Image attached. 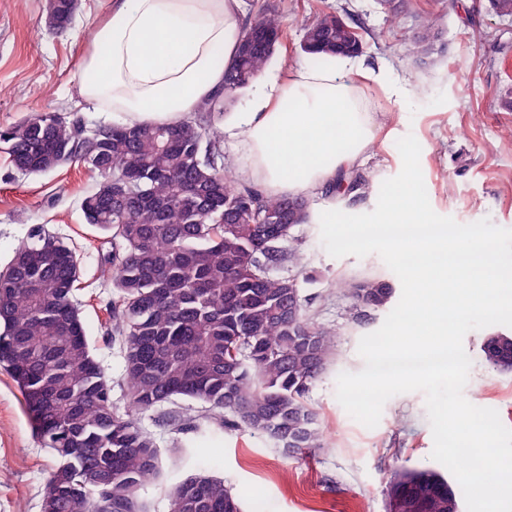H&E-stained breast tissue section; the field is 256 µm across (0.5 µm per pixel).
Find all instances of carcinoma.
<instances>
[{"label":"carcinoma","mask_w":512,"mask_h":512,"mask_svg":"<svg viewBox=\"0 0 512 512\" xmlns=\"http://www.w3.org/2000/svg\"><path fill=\"white\" fill-rule=\"evenodd\" d=\"M395 23L408 0H377ZM78 0H48L56 30L67 28ZM255 20L271 43L249 41L241 27L238 53L224 91L203 103L196 121L103 126L87 135L74 120L36 112L0 134L14 167L46 173L74 162L100 177L81 203L86 223L107 236L101 257L112 281L110 325L125 349L132 408L157 410L182 430L193 417L174 408L186 399L208 417L238 430L266 434L298 453L321 446L322 430L306 399L329 364L338 331L313 321L298 277L304 267L296 227L309 223L313 200L269 197L216 165L222 132L212 123L224 102L250 86L288 39L280 9L264 5ZM301 49L358 55L363 38L346 9L322 10L303 27ZM440 19L424 18L400 46L406 60L441 61ZM250 47H245L246 42ZM370 181L340 172L332 192L365 197ZM75 253L37 226L0 274V365L16 382L29 421L58 460L42 512H142L139 490L158 469V451L132 416L112 411L111 387L91 353L74 300ZM355 324L391 302L383 276L339 283ZM486 365L512 372V335L493 332L482 344ZM387 512H459V493L432 469H393ZM169 512H239L224 481L199 473L169 494Z\"/></svg>","instance_id":"obj_1"}]
</instances>
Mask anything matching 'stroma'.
I'll use <instances>...</instances> for the list:
<instances>
[{
  "label": "stroma",
  "mask_w": 512,
  "mask_h": 512,
  "mask_svg": "<svg viewBox=\"0 0 512 512\" xmlns=\"http://www.w3.org/2000/svg\"><path fill=\"white\" fill-rule=\"evenodd\" d=\"M284 8L288 42L276 52L269 69L307 64L301 50L302 27L314 12L349 6L362 22L364 55L390 67L393 77L413 89L400 103L381 84L358 80L367 111L375 118L402 113L386 125L356 167L371 181L360 203L337 202L348 214L371 212L384 180L399 174L402 158L396 142L413 135L421 146L420 167L433 210L470 224L489 219L512 229V112L500 99L512 87V19L498 17L489 0H410L396 23H388L375 0H242L244 18H253L264 4ZM106 0H78L68 28L49 30L47 0H0V131L34 112H57L81 120L86 129L112 124L111 113L94 111L79 93L83 59L89 51L86 34L103 18ZM444 28L442 63L431 68L401 59L399 44L427 15ZM388 41H376L382 29ZM0 140V271L33 226L63 238L74 251L80 279L76 301L89 346L112 386V408L130 409L125 384L124 350L107 333L113 288L102 278L99 259L110 245L86 224L81 202L98 182L96 174L64 163L44 174L15 168ZM305 268L299 276L308 312L316 323L338 329L331 365L308 394L318 413L324 441L302 454L287 453L264 434L228 430L200 419L198 429L174 432L159 425L155 412L141 414V426L159 450L157 477L140 492L145 512H167L169 491L198 471L223 480L240 504V512H386L384 489L392 466L437 468L431 457L433 436L425 395L414 391L391 397L376 427L353 419L336 398L340 373H356L364 361L357 347L362 336L378 330L387 313L378 311L356 325L346 313L348 302L337 294L338 279L355 273L390 276L375 253L358 258L330 256L320 227H298ZM486 329L466 334L463 345L472 361L465 398L475 406L495 409L512 428V373L492 371L481 345ZM54 459L42 448L30 426L22 396L10 375L0 368V512H41L44 487Z\"/></svg>",
  "instance_id": "35a3bbf8"
}]
</instances>
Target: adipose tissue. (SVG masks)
Listing matches in <instances>:
<instances>
[{"mask_svg":"<svg viewBox=\"0 0 512 512\" xmlns=\"http://www.w3.org/2000/svg\"><path fill=\"white\" fill-rule=\"evenodd\" d=\"M241 0H108L90 36L83 96L122 123L176 124L222 88L241 31ZM376 78L362 59L333 55L257 79L225 133L247 162L245 182L266 195L316 196L369 145L373 117L356 95L352 71Z\"/></svg>","mask_w":512,"mask_h":512,"instance_id":"1","label":"adipose tissue"}]
</instances>
